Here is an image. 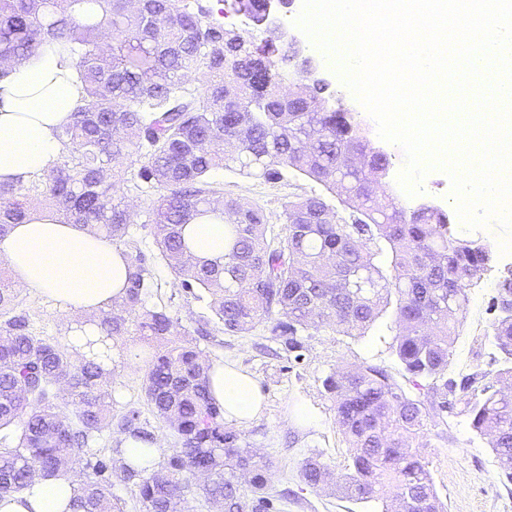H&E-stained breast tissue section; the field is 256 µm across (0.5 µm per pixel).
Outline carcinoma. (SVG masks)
I'll use <instances>...</instances> for the list:
<instances>
[{"label":"carcinoma","instance_id":"cac0c4a2","mask_svg":"<svg viewBox=\"0 0 512 512\" xmlns=\"http://www.w3.org/2000/svg\"><path fill=\"white\" fill-rule=\"evenodd\" d=\"M75 63L84 102L58 134V164L27 181L0 184V238L35 208L26 190L49 201L63 222L128 246L133 273L114 306L90 325L102 341L136 336L148 353L142 390L155 418L179 447L152 471L94 447L114 429L144 442L155 434L139 411L113 413L112 386L94 354L74 358L58 340L33 333L17 311V293L0 268V498L21 492L30 478L67 477L81 465L86 480L80 512H122L115 484L138 488L141 512H185L192 480L217 512H280L284 494L270 485V465L239 433L224 426L210 390L211 364L181 336L169 306L145 305L149 258L130 244L133 211L112 192L131 173V190L155 195L148 211L159 253L189 294L210 298L222 330L247 334L267 323L302 359L300 334L330 328L360 337L386 313L396 355L419 393L400 387L383 368L363 365L328 375L323 385L352 448L344 471L306 461L302 480L331 481L344 498L393 495L381 512H446L427 463L411 440L427 416L453 407L460 391L473 430L486 439L501 475L512 483V311L499 310L486 334L495 369L448 377L469 288L492 271L494 254L480 236L460 237L448 214L422 204L398 207L381 190L391 166L351 132L349 118L328 107L336 94L306 90L291 109L283 85L303 80L279 52L212 18L201 0H0V62L19 63L45 48ZM204 87L188 88L187 73ZM233 168L270 179L290 168L335 193L341 209L312 224L318 196L284 205L285 235L267 237L257 203L226 199L213 174ZM228 215L224 256L194 254L186 226ZM73 407V415L63 408Z\"/></svg>","mask_w":512,"mask_h":512}]
</instances>
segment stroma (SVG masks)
<instances>
[{"instance_id":"1","label":"stroma","mask_w":512,"mask_h":512,"mask_svg":"<svg viewBox=\"0 0 512 512\" xmlns=\"http://www.w3.org/2000/svg\"><path fill=\"white\" fill-rule=\"evenodd\" d=\"M213 179L225 197L261 205L272 236L285 233L282 211L289 200L321 195L330 207L338 205L336 196L322 184L288 168L269 181L244 177L231 168L216 171ZM114 191L131 205L135 220L132 239L151 259L154 286L148 304L168 305L189 333L198 322L212 320L207 298L185 293L162 259L147 222L149 198L128 193L123 183L116 184ZM496 295V283L489 275L472 288L448 366L449 377L475 368L488 369L490 348L485 334L498 314ZM19 308L28 314L36 335L64 344L86 318L84 312L62 311L52 300L34 292H20ZM391 321V316H384L362 337L341 336L329 329L305 337L303 358L297 363L289 360L284 338L272 335L264 326L235 336L217 329L212 336L198 339L197 346L206 360L239 368L262 391L260 415L238 426L237 431L270 464L275 488L290 489L282 512H381V502L354 504L331 491L306 485L300 470L313 458L338 472L349 456L333 401L323 387L324 379L336 369L378 365L386 368L405 391H412L413 385L401 371L392 347ZM110 349L113 411L139 410L142 422L158 435L162 445L176 447V435L158 423L142 391L140 344L126 336L111 341ZM413 445L422 452L447 512H512V483L500 474L491 448L472 430L462 408H455L442 420L427 417Z\"/></svg>"}]
</instances>
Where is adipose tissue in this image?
<instances>
[{
	"label": "adipose tissue",
	"mask_w": 512,
	"mask_h": 512,
	"mask_svg": "<svg viewBox=\"0 0 512 512\" xmlns=\"http://www.w3.org/2000/svg\"><path fill=\"white\" fill-rule=\"evenodd\" d=\"M84 90L72 62L54 50L24 60L0 79V182L53 169L62 146L57 130L67 124ZM201 257L224 253V220L209 216L188 229ZM0 263L21 290L52 298L63 310L95 312L121 296L131 272L123 250L102 237L62 223L53 212L32 213L0 238ZM211 392L228 425H242L262 409L256 382L232 366L213 364ZM74 477L35 476L26 488L0 499V512H63L77 493Z\"/></svg>",
	"instance_id": "1"
}]
</instances>
